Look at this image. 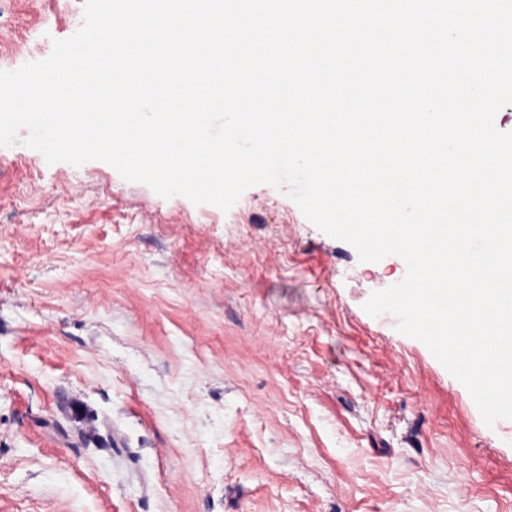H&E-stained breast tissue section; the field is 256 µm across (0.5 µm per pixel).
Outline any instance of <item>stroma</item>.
<instances>
[{
	"label": "stroma",
	"instance_id": "35a3bbf8",
	"mask_svg": "<svg viewBox=\"0 0 512 512\" xmlns=\"http://www.w3.org/2000/svg\"><path fill=\"white\" fill-rule=\"evenodd\" d=\"M85 0H11L0 70ZM283 190L222 211L0 146V512H512V420Z\"/></svg>",
	"mask_w": 512,
	"mask_h": 512
}]
</instances>
